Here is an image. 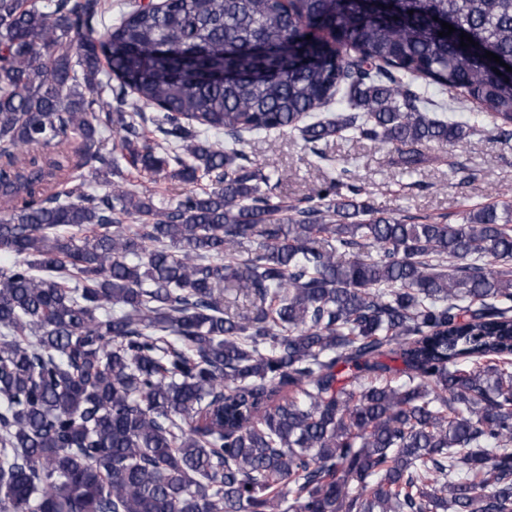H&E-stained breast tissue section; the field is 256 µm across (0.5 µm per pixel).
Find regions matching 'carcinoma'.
Listing matches in <instances>:
<instances>
[{
    "instance_id": "obj_1",
    "label": "carcinoma",
    "mask_w": 512,
    "mask_h": 512,
    "mask_svg": "<svg viewBox=\"0 0 512 512\" xmlns=\"http://www.w3.org/2000/svg\"><path fill=\"white\" fill-rule=\"evenodd\" d=\"M488 51L512 0H0V512H512V208L288 204L241 149L512 140Z\"/></svg>"
}]
</instances>
